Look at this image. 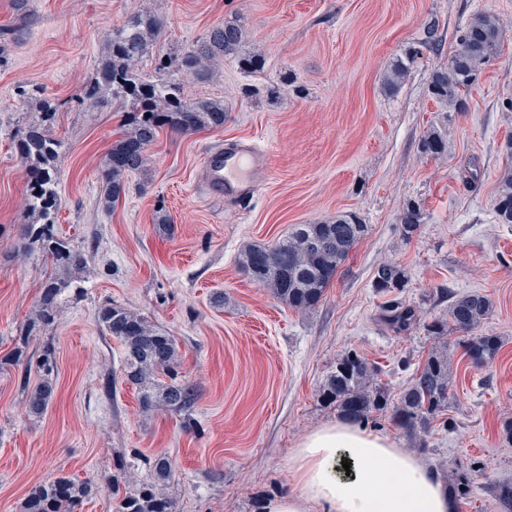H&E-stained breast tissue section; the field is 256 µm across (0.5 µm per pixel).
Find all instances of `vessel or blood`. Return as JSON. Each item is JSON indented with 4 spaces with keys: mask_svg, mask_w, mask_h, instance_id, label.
I'll use <instances>...</instances> for the list:
<instances>
[{
    "mask_svg": "<svg viewBox=\"0 0 512 512\" xmlns=\"http://www.w3.org/2000/svg\"><path fill=\"white\" fill-rule=\"evenodd\" d=\"M268 155L250 142L208 153L203 165L210 191L228 199L256 195L267 173Z\"/></svg>",
    "mask_w": 512,
    "mask_h": 512,
    "instance_id": "b4317fda",
    "label": "vessel or blood"
}]
</instances>
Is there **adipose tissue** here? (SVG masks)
Instances as JSON below:
<instances>
[{
    "label": "adipose tissue",
    "mask_w": 512,
    "mask_h": 512,
    "mask_svg": "<svg viewBox=\"0 0 512 512\" xmlns=\"http://www.w3.org/2000/svg\"><path fill=\"white\" fill-rule=\"evenodd\" d=\"M291 487L267 512H452L434 471L390 438L349 421L311 432L288 460Z\"/></svg>",
    "instance_id": "ef3b65f1"
}]
</instances>
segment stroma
I'll list each match as a JSON object with an SVG mask.
<instances>
[{"label": "stroma", "mask_w": 512, "mask_h": 512, "mask_svg": "<svg viewBox=\"0 0 512 512\" xmlns=\"http://www.w3.org/2000/svg\"><path fill=\"white\" fill-rule=\"evenodd\" d=\"M146 10L165 19L140 65L146 75L155 55L179 56L224 21L242 28L266 64L250 73L227 56L213 79L184 77L187 101L223 102V127L162 131L107 210L100 170L120 115L109 103L87 111L80 90L94 81L112 27ZM480 13L498 16L505 35L456 112L432 97L430 75ZM432 25L440 49L424 51L388 90L391 65ZM32 90L61 105L56 228L92 258L82 291L66 293L55 322L31 336L28 366L0 372V512H22L29 491L60 472L92 488L78 512H116L113 475L125 469L150 482L160 454L173 461L167 492L177 512H264L290 487L292 449L339 418L318 396L337 358L358 351L400 392L430 348L425 323L445 316L448 296L470 291L494 301L483 330L503 346L477 367L449 339L454 429L418 441L387 415L365 426L431 467L470 470L462 512H495L490 488L512 482V445L500 432L512 418V224L494 213L498 180L512 166V0H0V359L27 326L46 273L21 237L28 169L16 144ZM433 128L448 142L441 158L421 151ZM241 139L272 143L273 152L259 193L232 202L205 191L203 160ZM411 202L423 222L407 239L401 216ZM160 210L169 224H157ZM343 212L368 233L313 312L289 309L240 273L247 245ZM387 260L405 268L399 298L420 318L401 333L386 324L385 298L372 287ZM108 300L174 337L178 372L196 395L190 414L142 411L121 345L96 321ZM47 344L48 375L35 362ZM46 376L53 399L41 417L27 416L24 389Z\"/></svg>", "instance_id": "1"}]
</instances>
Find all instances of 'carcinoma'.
<instances>
[{
  "label": "carcinoma",
  "instance_id": "1",
  "mask_svg": "<svg viewBox=\"0 0 512 512\" xmlns=\"http://www.w3.org/2000/svg\"><path fill=\"white\" fill-rule=\"evenodd\" d=\"M164 29V19L157 13H135L109 33L106 55L101 61L95 81L86 85L81 98L87 111L94 112L99 104L112 100L121 112L122 133L104 160L101 178L106 183V205L117 204L125 195L128 177L144 168L147 150L164 129L179 133H195L203 129L224 126V104L217 100L188 102L182 96L178 71L196 79L212 78L216 74V59L239 52L242 31L238 25L226 22L209 35L207 41L184 53L178 68L167 60H159L153 79L144 77L139 65L150 46ZM503 23L491 15H478L458 36L456 50L448 66L430 74L434 97L460 111L465 107L464 96L477 75L498 53L503 37ZM436 25L428 27L420 47L407 58L393 65L386 76L387 84L395 89L403 80L408 67L420 54L421 48L439 46ZM42 117L27 127L18 144L22 163L28 168L31 182L25 205L34 218L23 225V237L30 249L38 252L53 272L41 285L39 300L33 311V324L16 340L13 365L28 361L27 349L36 324L51 325L59 314L60 299L68 288H78V273L88 261L86 251L72 245L55 228L59 202L58 162L64 153V143L54 134L57 105L49 100L40 102ZM447 144L433 130L422 141V152L440 157ZM495 213L502 224H512V174H503L497 188ZM422 220L419 207L403 212L401 230L409 238ZM368 233V225L356 215L345 213L318 224H294L288 234L271 245L253 244L240 255L238 267L252 282L268 289L288 308L306 313L322 301L341 264L353 248ZM407 273L401 265L385 261L374 270V288L389 293L404 287ZM493 311L492 300L481 293L471 292L456 297L448 306V316L427 324L433 344L417 367L412 380L395 395L381 382L377 367L355 351L336 359V364L319 389L321 401L342 416L356 422L372 414H388L403 429L415 436L425 433L438 422L450 430L453 422L445 417L454 394V374L448 360V334H461L460 347L472 363L493 360L502 341L489 333L474 334ZM100 327L123 347V367L126 379L139 390V403L145 411L189 412L194 395L192 387L178 380L177 345L172 336L158 332L137 312L108 302L96 309ZM385 320L396 332L408 330L416 323L415 309L401 303L389 307ZM169 381L163 382L160 375ZM54 394L49 379H43L26 394V412L39 417L47 410ZM154 482L134 491L121 490L133 482L130 472H123L112 481L117 512H174L173 501L164 487L173 477V467L165 455L153 460ZM448 495L455 505L463 503L472 492L470 471L459 469L446 483ZM88 484L68 475L47 478L27 496L24 512H76L77 506L89 495ZM498 512H512V483L492 487Z\"/></svg>",
  "mask_w": 512,
  "mask_h": 512
}]
</instances>
